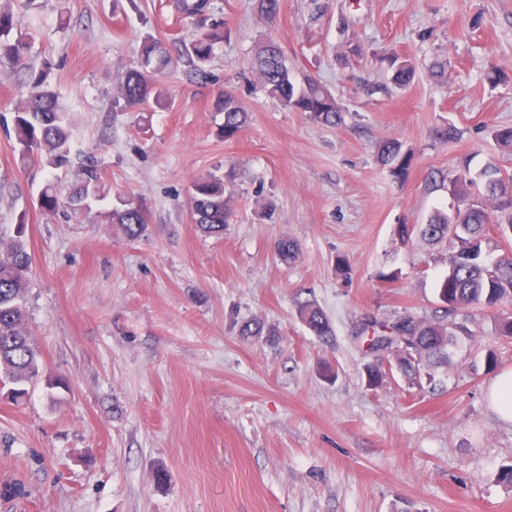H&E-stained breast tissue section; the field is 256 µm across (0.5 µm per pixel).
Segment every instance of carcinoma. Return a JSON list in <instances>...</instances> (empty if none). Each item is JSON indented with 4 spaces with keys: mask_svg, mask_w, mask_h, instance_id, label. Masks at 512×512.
Returning <instances> with one entry per match:
<instances>
[{
    "mask_svg": "<svg viewBox=\"0 0 512 512\" xmlns=\"http://www.w3.org/2000/svg\"><path fill=\"white\" fill-rule=\"evenodd\" d=\"M255 6L259 16L271 22L280 12L281 0H255ZM177 8L192 24H206L208 28L181 43L176 59L166 42L147 37L140 46L138 67L127 71L112 97L115 111L165 106L167 93L159 81L176 68L179 60L186 66V78L191 80L206 74L205 66L215 45L224 41V25L208 23L211 0H178ZM30 51V36L15 31L12 12L1 6L0 59L12 62L15 73L29 87L28 97L14 108L8 131L14 140V151L26 167L38 163L52 169L71 168L75 172L76 184L66 194L58 183H45L39 194L42 211L54 213L62 207L81 211L86 209L88 200L103 192L102 166L92 152L73 153L68 113L50 89L51 67L35 70L27 66L25 59ZM386 62L394 86L403 88L413 81L415 67L410 58L393 54ZM251 69L260 87L283 106L325 126H336L344 121L342 106L318 80L308 77L299 83L293 78L273 40L258 47ZM215 108L224 113V122L217 129L218 137L226 142L234 140L244 127L248 113L230 91L217 97ZM492 138L501 152L512 154V126L492 128ZM378 160L393 178H406L410 155L403 150L401 141L384 142L379 148ZM228 179V174L222 178L208 176L191 183V219L205 234H223L224 225L232 217L230 198L226 195ZM428 186L448 190L453 200L451 212L437 210L419 230L401 224L398 232L404 241L412 240L415 232L419 240L430 245L451 241L453 254L448 270L438 283L442 306L431 315L402 314L387 319L366 315L361 318L355 327V336L366 338L369 352L386 348L394 361V367L387 369L378 362L366 364L368 387L382 386L387 373L395 369L409 386L423 388V381H434V369L448 366L450 350L457 337L473 335L464 323L456 321L459 311L473 305L494 308L504 300L512 301V256L504 254L493 263L487 261L490 252L497 248L498 239L512 232V174L498 162L490 161L473 176L467 163L462 161L452 172L431 171ZM107 220L120 225L126 237L137 239L142 235L148 216L141 207L124 203L113 208ZM2 234L0 227V385L8 384L10 388L0 396L19 403L28 395V385L42 377L39 355L26 331L25 298L32 261L23 239L24 224L15 225L14 236L8 239ZM297 250L292 239L282 237L277 241L276 252L284 262L294 259ZM297 312L314 335L321 338L333 335L329 319L314 302L299 303ZM493 335L512 340V313L494 317Z\"/></svg>",
    "mask_w": 512,
    "mask_h": 512,
    "instance_id": "carcinoma-1",
    "label": "carcinoma"
}]
</instances>
